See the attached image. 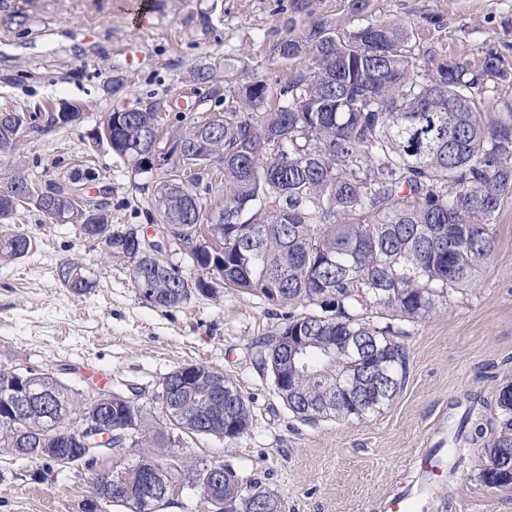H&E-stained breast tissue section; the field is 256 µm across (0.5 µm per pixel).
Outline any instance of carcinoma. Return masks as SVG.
<instances>
[{
	"label": "carcinoma",
	"instance_id": "cac0c4a2",
	"mask_svg": "<svg viewBox=\"0 0 512 512\" xmlns=\"http://www.w3.org/2000/svg\"><path fill=\"white\" fill-rule=\"evenodd\" d=\"M367 8L368 0H351L356 24L347 34L319 22L301 37L281 38L275 45L280 58L306 56L288 81L257 80L240 88L224 111L199 117L211 121L208 155L224 170V222H204L199 198L189 197L200 176L186 174L190 163L176 158L169 179L156 186L152 223L182 233L189 248L191 235L211 229L223 238V250L190 252L196 277L160 256L143 274H132L140 294L160 309L215 293L211 275L274 306L308 309L286 315L283 326L258 341L264 367L287 378L278 397L304 421L340 412L362 419L394 400L405 367L396 323L424 321L475 285L493 251L490 224L502 196L512 192V105L505 115L495 109V101L512 92V67L493 50L477 65L430 50L415 57L407 49L409 29L376 21L365 15ZM268 101L272 106L260 111ZM0 115V153L12 152L30 117ZM161 120L152 104L116 110L93 130V140L134 166L154 143L165 139L174 153L199 137V120L168 139ZM44 198L69 205L60 188L21 203L52 219ZM247 211L252 215L243 222ZM70 223L101 239L113 255L130 258L135 228H112L106 210L83 207ZM29 248L27 236L13 235L0 242V259L20 258ZM60 278L75 294L93 287L76 263L61 267ZM285 332L313 340L302 358L273 348ZM165 382L170 387L159 393L155 417L106 391L86 395L49 373L0 367V447L48 467L65 466L94 460L82 457L78 443L90 417L105 418L114 433L135 417L132 448L146 437L159 448L185 435L235 440L249 427V405L223 371L198 364L194 375L183 378L177 369ZM26 389L49 390L56 417L37 406L15 411ZM469 401L460 418L448 422L454 429L450 477L465 463L464 444L485 435L483 423L472 420L481 398L471 394ZM496 403L501 415L482 472L491 487L512 485V384ZM115 473L112 496L86 502L83 512L103 502L158 512L169 499L153 492L149 468L137 463ZM206 478L212 512H284L261 483L222 464H203L192 485Z\"/></svg>",
	"mask_w": 512,
	"mask_h": 512
}]
</instances>
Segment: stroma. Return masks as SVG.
<instances>
[{
  "label": "stroma",
  "instance_id": "stroma-1",
  "mask_svg": "<svg viewBox=\"0 0 512 512\" xmlns=\"http://www.w3.org/2000/svg\"><path fill=\"white\" fill-rule=\"evenodd\" d=\"M0 0V112L36 116L12 153L0 155V183L16 168L38 190L80 187L101 196L113 224H148L146 214L161 175L138 173L91 137L114 109L157 104L168 130L223 110L224 95L256 80L285 81L295 63L278 57L277 41L325 21L350 28L348 0ZM30 23L17 30L13 17ZM372 18L409 25L412 51L429 49L478 63L494 48L512 64V0H370ZM437 24H428V17ZM206 68L212 84L194 83ZM125 88L112 93L113 79ZM75 104L79 121L48 126L60 103ZM494 251L475 287L455 294L430 319L408 323L396 340L406 352L401 389L381 412L361 420L294 417L277 396L257 341L282 321L283 310L249 292L217 287L165 310L135 287L127 259L109 256L101 240L74 224L46 218L34 205L0 220V240L24 233L29 253L0 261V367L60 372L85 390V366L106 373L112 386L141 388L148 410L158 408L163 378L187 363L222 370L250 406L241 437L184 438L177 455L179 484L159 512H211L190 484L203 462H219L258 480L286 512H381L383 501L414 474L411 462L448 438V418L464 393L488 402L496 420L500 389L512 384V194L504 195L490 226ZM85 267L94 286L71 293L61 266ZM146 447L118 448L93 463L48 468L0 448V512H82L97 475L149 455ZM482 444L468 467L437 493L448 512H512V486L490 487Z\"/></svg>",
  "mask_w": 512,
  "mask_h": 512
}]
</instances>
